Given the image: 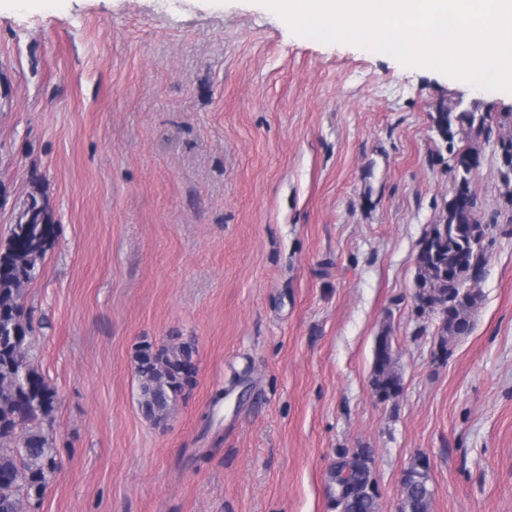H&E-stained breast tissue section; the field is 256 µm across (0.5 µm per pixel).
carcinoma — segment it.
Wrapping results in <instances>:
<instances>
[{
  "label": "carcinoma",
  "mask_w": 512,
  "mask_h": 512,
  "mask_svg": "<svg viewBox=\"0 0 512 512\" xmlns=\"http://www.w3.org/2000/svg\"><path fill=\"white\" fill-rule=\"evenodd\" d=\"M487 121L486 115L458 112L444 104L432 116L433 129L452 161L455 189L430 229L431 241H422L417 254L415 298L422 308L433 303L446 307V317L438 320V336L445 346L472 331L473 312L481 296L469 283L472 272L483 274L486 258V251L475 248L472 239L487 233L471 189L480 153L474 146H456L453 127L465 125L478 138L490 132ZM499 145L498 172L507 203L512 206V138L500 139ZM54 236L47 204L32 194L10 228L6 244L0 247V512H29L55 474L58 450L50 415L56 392L41 374L19 364L28 349L27 333L32 330L22 292L40 275ZM191 352L193 348L186 343L157 349L147 343L136 350L139 406L146 419L154 423L164 420L170 401L177 400L191 383L183 375L184 359ZM371 387L383 401L403 389L392 336L387 331L375 342ZM367 461L362 450L337 467L335 479L342 488L345 512H376L375 486ZM431 499L428 470L413 468L404 512H429Z\"/></svg>",
  "instance_id": "carcinoma-1"
}]
</instances>
